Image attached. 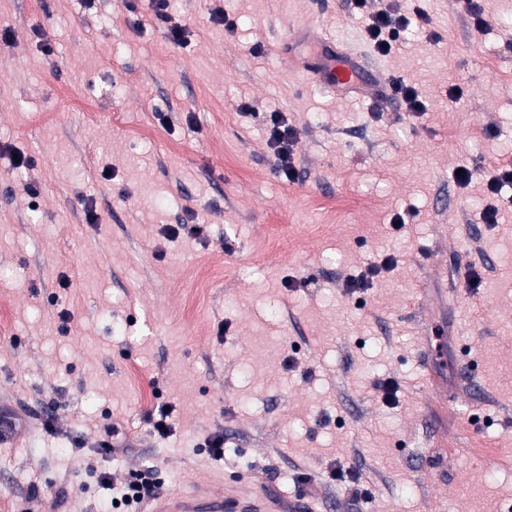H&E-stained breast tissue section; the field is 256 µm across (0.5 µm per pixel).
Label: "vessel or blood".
I'll return each instance as SVG.
<instances>
[{
	"mask_svg": "<svg viewBox=\"0 0 512 512\" xmlns=\"http://www.w3.org/2000/svg\"><path fill=\"white\" fill-rule=\"evenodd\" d=\"M292 46H309L302 69L316 86L341 95L367 96L384 81L380 71L360 59L349 57L340 65H332L336 56L334 43L320 37L315 27L307 26L296 33ZM262 498L254 493L248 496H227L208 484L192 482L184 487L163 493L151 502L146 512H262Z\"/></svg>",
	"mask_w": 512,
	"mask_h": 512,
	"instance_id": "1",
	"label": "vessel or blood"
}]
</instances>
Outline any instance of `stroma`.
Returning a JSON list of instances; mask_svg holds the SVG:
<instances>
[{"mask_svg":"<svg viewBox=\"0 0 512 512\" xmlns=\"http://www.w3.org/2000/svg\"><path fill=\"white\" fill-rule=\"evenodd\" d=\"M168 3L179 43L148 0H0V409L25 417L0 512H31L36 486L99 512L147 466L164 491L194 476L318 512H512V208L482 223L481 180L455 178L512 160V0H484L482 28L457 0H402L430 23L387 56L350 0ZM305 25L407 79L423 114L309 84L282 52ZM272 111L297 131L292 182ZM191 222L202 237L169 235ZM160 400L166 438L144 419ZM111 420L137 435L118 459L97 445ZM264 124L267 143L275 153L280 174L289 182L294 181L296 169L292 163V154L297 141L296 130L288 124L281 112L265 113ZM330 477L332 480L347 482L353 499H360L366 495L367 490L364 488L366 479L361 471L354 469L344 471L341 468H332L330 470Z\"/></svg>","mask_w":512,"mask_h":512,"instance_id":"1","label":"stroma"}]
</instances>
